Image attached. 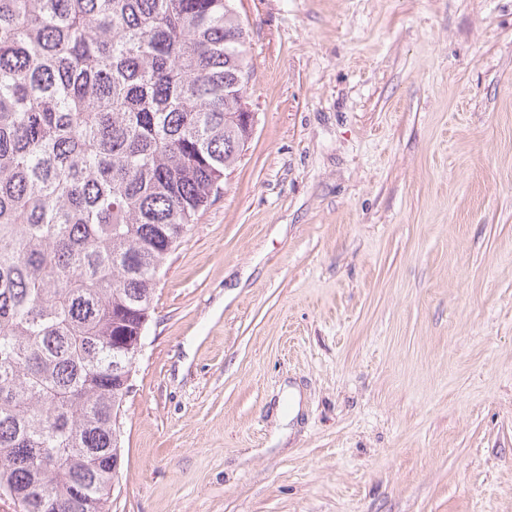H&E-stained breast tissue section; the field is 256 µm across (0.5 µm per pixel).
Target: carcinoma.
<instances>
[{
    "instance_id": "cac0c4a2",
    "label": "carcinoma",
    "mask_w": 512,
    "mask_h": 512,
    "mask_svg": "<svg viewBox=\"0 0 512 512\" xmlns=\"http://www.w3.org/2000/svg\"><path fill=\"white\" fill-rule=\"evenodd\" d=\"M234 0H0V498L106 512L130 345L250 134Z\"/></svg>"
}]
</instances>
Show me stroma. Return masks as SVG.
I'll return each mask as SVG.
<instances>
[{"mask_svg": "<svg viewBox=\"0 0 512 512\" xmlns=\"http://www.w3.org/2000/svg\"><path fill=\"white\" fill-rule=\"evenodd\" d=\"M234 5L255 127L159 274L108 512H512V0Z\"/></svg>", "mask_w": 512, "mask_h": 512, "instance_id": "stroma-1", "label": "stroma"}]
</instances>
